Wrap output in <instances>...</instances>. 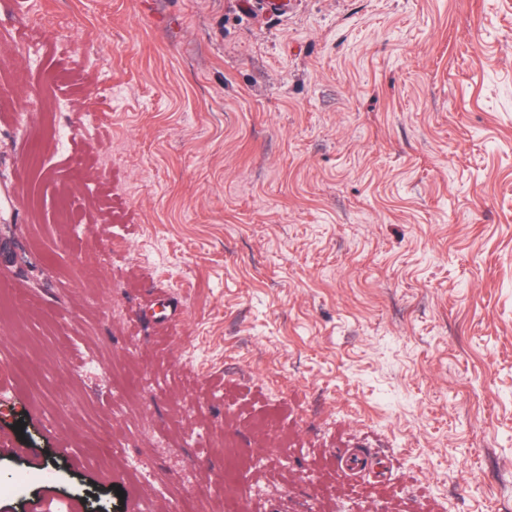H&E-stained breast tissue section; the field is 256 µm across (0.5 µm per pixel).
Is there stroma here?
<instances>
[{
  "label": "stroma",
  "instance_id": "stroma-1",
  "mask_svg": "<svg viewBox=\"0 0 512 512\" xmlns=\"http://www.w3.org/2000/svg\"><path fill=\"white\" fill-rule=\"evenodd\" d=\"M281 2L0 0V512L512 491V0Z\"/></svg>",
  "mask_w": 512,
  "mask_h": 512
}]
</instances>
